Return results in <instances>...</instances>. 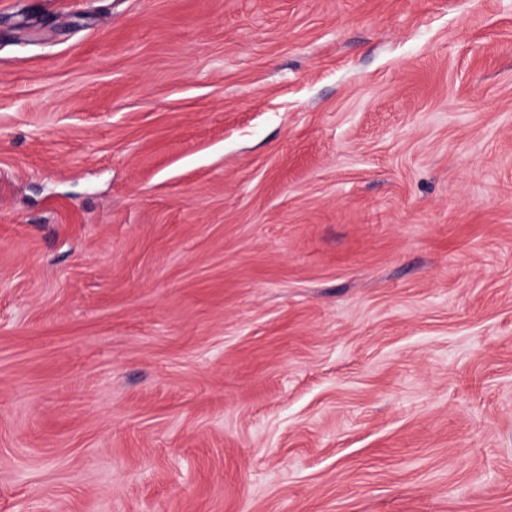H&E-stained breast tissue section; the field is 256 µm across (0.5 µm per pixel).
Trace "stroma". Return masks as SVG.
<instances>
[{
  "instance_id": "obj_1",
  "label": "stroma",
  "mask_w": 512,
  "mask_h": 512,
  "mask_svg": "<svg viewBox=\"0 0 512 512\" xmlns=\"http://www.w3.org/2000/svg\"><path fill=\"white\" fill-rule=\"evenodd\" d=\"M0 512H512V0H0Z\"/></svg>"
}]
</instances>
